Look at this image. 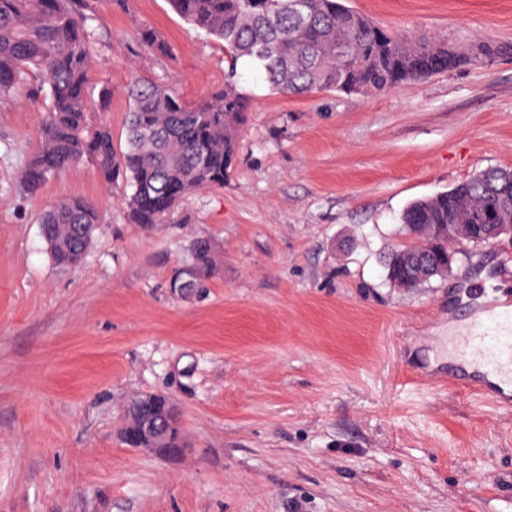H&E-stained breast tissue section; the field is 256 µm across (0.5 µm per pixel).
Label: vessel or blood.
Instances as JSON below:
<instances>
[{"mask_svg": "<svg viewBox=\"0 0 512 512\" xmlns=\"http://www.w3.org/2000/svg\"><path fill=\"white\" fill-rule=\"evenodd\" d=\"M439 351L475 373V380L465 385L468 392L482 393V380L489 376L511 383L512 311L469 319L455 335L441 340Z\"/></svg>", "mask_w": 512, "mask_h": 512, "instance_id": "1", "label": "vessel or blood"}]
</instances>
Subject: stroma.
Wrapping results in <instances>:
<instances>
[{"label": "stroma", "instance_id": "obj_1", "mask_svg": "<svg viewBox=\"0 0 512 512\" xmlns=\"http://www.w3.org/2000/svg\"><path fill=\"white\" fill-rule=\"evenodd\" d=\"M379 24L451 43L512 45V0H347ZM96 17L91 118L125 143L128 90L173 83L189 104L251 99L218 189L151 230L91 164L36 194L19 183L45 100L0 101V512H512V408L460 388L439 339L512 295V245L472 247L454 276L386 278L413 201L512 169V54L377 95L272 92L247 59L168 0H84ZM149 28L171 54L145 51ZM94 200L84 264L53 266L40 216ZM221 262L202 292L171 281L193 239ZM183 413L174 458L125 447L127 398Z\"/></svg>", "mask_w": 512, "mask_h": 512}]
</instances>
